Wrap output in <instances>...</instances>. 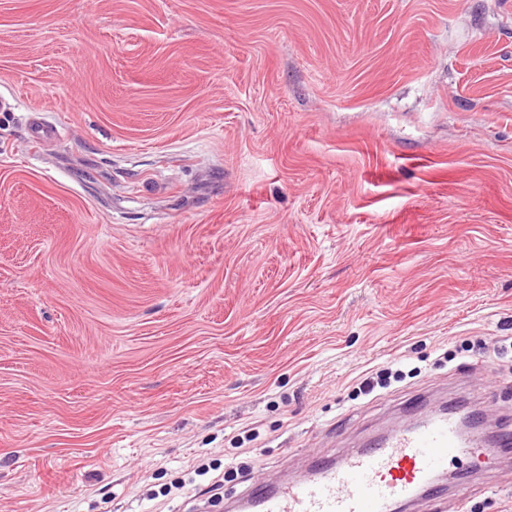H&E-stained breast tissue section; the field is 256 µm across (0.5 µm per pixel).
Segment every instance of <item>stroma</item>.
<instances>
[{
	"label": "stroma",
	"instance_id": "1",
	"mask_svg": "<svg viewBox=\"0 0 512 512\" xmlns=\"http://www.w3.org/2000/svg\"><path fill=\"white\" fill-rule=\"evenodd\" d=\"M0 96V512H222L162 491L489 370L512 416V0H0Z\"/></svg>",
	"mask_w": 512,
	"mask_h": 512
}]
</instances>
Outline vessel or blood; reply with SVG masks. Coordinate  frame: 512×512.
Masks as SVG:
<instances>
[{
    "label": "vessel or blood",
    "mask_w": 512,
    "mask_h": 512,
    "mask_svg": "<svg viewBox=\"0 0 512 512\" xmlns=\"http://www.w3.org/2000/svg\"><path fill=\"white\" fill-rule=\"evenodd\" d=\"M478 446L461 433L456 414L431 411L423 422L388 431L293 480L250 483L243 501L248 512H405L428 498L432 512H440L445 490L434 476L449 462L476 456Z\"/></svg>",
    "instance_id": "1"
}]
</instances>
